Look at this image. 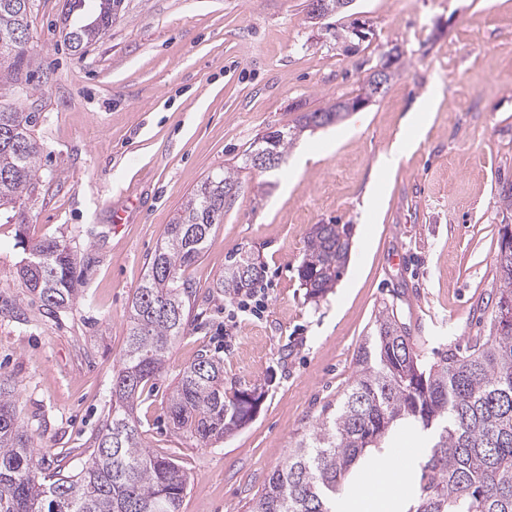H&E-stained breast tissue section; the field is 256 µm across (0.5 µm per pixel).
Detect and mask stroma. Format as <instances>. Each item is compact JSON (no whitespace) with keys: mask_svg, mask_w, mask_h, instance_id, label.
Here are the masks:
<instances>
[{"mask_svg":"<svg viewBox=\"0 0 512 512\" xmlns=\"http://www.w3.org/2000/svg\"><path fill=\"white\" fill-rule=\"evenodd\" d=\"M126 14L74 52L64 0H32L36 75L0 88V106L39 115L38 184L22 224L0 218V372L46 472L77 470L112 410V370L147 263L193 188L233 165L256 136L358 96L400 48L385 92L338 123L304 132L285 162L248 170L201 259L200 327L144 387L135 414L155 455L190 476L181 512H246L323 405L351 381L383 305L424 352L486 335L500 285L498 231L512 225V0H355L319 24L308 0H125ZM432 121L415 128L419 102ZM411 151L379 176L396 139ZM316 224L352 227L349 263L317 302L298 267ZM68 243L81 292L49 311L19 285L27 245ZM263 264L262 319L215 287L230 257ZM210 352L225 388L264 397L233 436L200 446L168 414L176 374Z\"/></svg>","mask_w":512,"mask_h":512,"instance_id":"35a3bbf8","label":"stroma"}]
</instances>
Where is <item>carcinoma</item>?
<instances>
[{"mask_svg": "<svg viewBox=\"0 0 512 512\" xmlns=\"http://www.w3.org/2000/svg\"><path fill=\"white\" fill-rule=\"evenodd\" d=\"M124 0H66L63 43L72 51L102 38ZM30 0H0V83L28 81ZM333 107L304 114L299 124L274 130L246 150L245 165L267 147L284 155L300 133L335 123ZM38 115L0 110V208L15 207L34 190L41 145ZM237 173L205 178L167 225L148 261L144 283L128 311L119 368L112 372V416L74 472L44 474L34 441L19 420L14 387L0 375V512H180L190 477L146 448L134 416L142 387L166 367L167 354L195 322L196 283L186 271L201 258L224 206L235 196ZM352 227L313 225L298 269L310 299L331 291L348 262ZM77 257L67 243L41 239L18 272L21 286L50 310L70 307L78 295ZM503 284L488 334L465 352L449 349L430 359L384 305L359 345L354 376L299 436L274 468L248 512H337L344 481L372 449H382L400 427L413 430L429 452L410 478L405 512H512V323L500 320L512 305V252L500 255ZM262 276L251 254H239L216 286L233 299ZM263 398L258 388L224 389V360L204 354L178 373L170 394L173 425L208 445L245 426Z\"/></svg>", "mask_w": 512, "mask_h": 512, "instance_id": "1", "label": "carcinoma"}]
</instances>
